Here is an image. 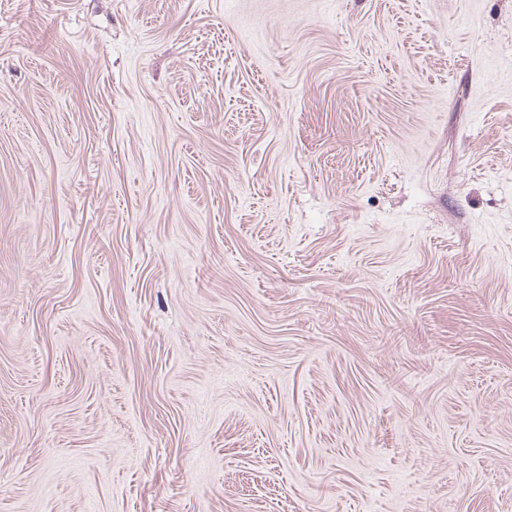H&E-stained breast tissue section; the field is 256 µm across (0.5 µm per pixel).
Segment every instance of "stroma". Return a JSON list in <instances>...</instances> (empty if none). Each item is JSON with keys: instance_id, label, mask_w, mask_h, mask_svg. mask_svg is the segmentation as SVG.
<instances>
[{"instance_id": "35a3bbf8", "label": "stroma", "mask_w": 512, "mask_h": 512, "mask_svg": "<svg viewBox=\"0 0 512 512\" xmlns=\"http://www.w3.org/2000/svg\"><path fill=\"white\" fill-rule=\"evenodd\" d=\"M0 512H512V0H0Z\"/></svg>"}]
</instances>
